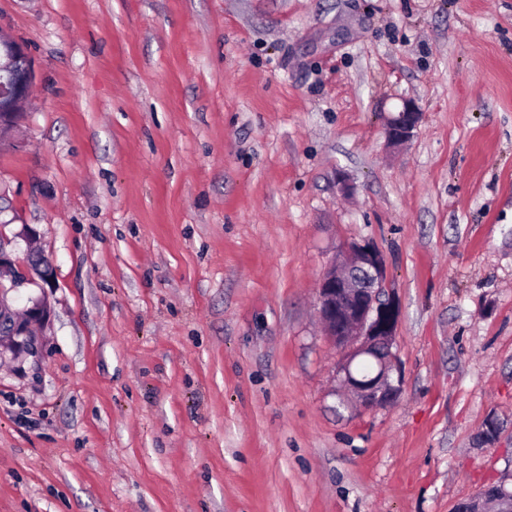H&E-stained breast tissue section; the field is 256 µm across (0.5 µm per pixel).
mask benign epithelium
<instances>
[{"mask_svg":"<svg viewBox=\"0 0 512 512\" xmlns=\"http://www.w3.org/2000/svg\"><path fill=\"white\" fill-rule=\"evenodd\" d=\"M35 71L24 47L15 39L0 34V124L18 123L19 104L33 89ZM421 113L408 102L385 125L387 144L405 145L419 123ZM4 225H0V313H13L7 301L9 291L40 281L53 283L50 262L33 249L25 262L6 250ZM318 315L327 335L347 350L339 367V384L356 398L364 409L394 404L399 396L402 375L397 364L395 330L399 306L386 288L384 260L370 243L352 244L341 251L318 286ZM51 310L42 297L32 298L22 315L13 318L6 336L0 335V358L36 357L40 344L32 325L50 320ZM371 358L375 368L361 374L354 363ZM501 432L499 421L490 416L479 434L482 443L495 442ZM493 500L498 512H512V472L505 474L482 494L459 503L455 512H485V503Z\"/></svg>","mask_w":512,"mask_h":512,"instance_id":"1","label":"benign epithelium"}]
</instances>
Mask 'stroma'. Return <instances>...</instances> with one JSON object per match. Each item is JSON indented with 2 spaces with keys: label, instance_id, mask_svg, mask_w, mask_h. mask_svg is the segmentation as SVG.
Here are the masks:
<instances>
[{
  "label": "stroma",
  "instance_id": "stroma-1",
  "mask_svg": "<svg viewBox=\"0 0 512 512\" xmlns=\"http://www.w3.org/2000/svg\"><path fill=\"white\" fill-rule=\"evenodd\" d=\"M0 31L36 75L0 219L54 269L10 294L51 318L0 360V512H454L512 471V0H0ZM363 241L400 308L373 409L316 306ZM420 116V112L412 103H406L401 111L392 115L386 122L385 136L387 144L392 148L405 145L412 137Z\"/></svg>",
  "mask_w": 512,
  "mask_h": 512
}]
</instances>
